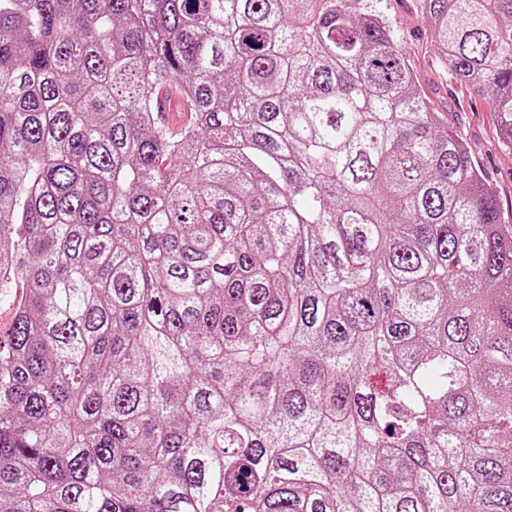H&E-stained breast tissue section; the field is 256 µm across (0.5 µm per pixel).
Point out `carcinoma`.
Segmentation results:
<instances>
[{
    "mask_svg": "<svg viewBox=\"0 0 512 512\" xmlns=\"http://www.w3.org/2000/svg\"><path fill=\"white\" fill-rule=\"evenodd\" d=\"M378 2L0 0V512H512V224ZM425 6L512 149V0ZM159 109L158 116L163 115L165 120H170L171 112H178L173 116L172 128L173 130H180L184 125H186L189 121V115H183V107L185 102L182 101L174 91L172 87H166L162 89L159 93ZM176 131V132H177Z\"/></svg>",
    "mask_w": 512,
    "mask_h": 512,
    "instance_id": "carcinoma-1",
    "label": "carcinoma"
}]
</instances>
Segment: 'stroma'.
<instances>
[{
  "mask_svg": "<svg viewBox=\"0 0 512 512\" xmlns=\"http://www.w3.org/2000/svg\"><path fill=\"white\" fill-rule=\"evenodd\" d=\"M381 9L398 33L430 107L442 113L467 144L475 164L493 184L503 214L512 213V150L499 140L496 115L487 99L460 86L443 66L423 0H382Z\"/></svg>",
  "mask_w": 512,
  "mask_h": 512,
  "instance_id": "35a3bbf8",
  "label": "stroma"
}]
</instances>
